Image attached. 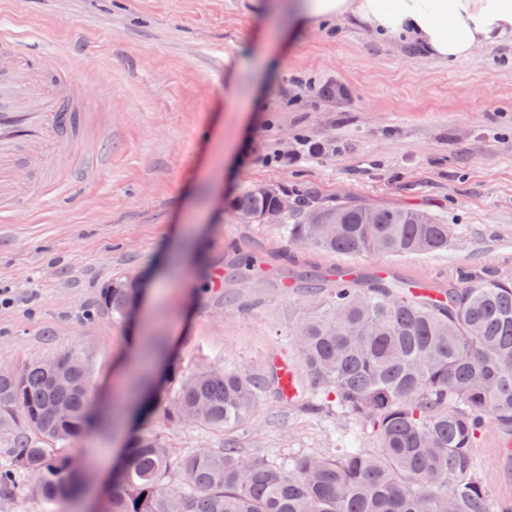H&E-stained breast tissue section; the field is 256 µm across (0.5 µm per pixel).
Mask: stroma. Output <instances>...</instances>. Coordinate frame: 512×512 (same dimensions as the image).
I'll use <instances>...</instances> for the list:
<instances>
[{
  "label": "stroma",
  "instance_id": "1",
  "mask_svg": "<svg viewBox=\"0 0 512 512\" xmlns=\"http://www.w3.org/2000/svg\"><path fill=\"white\" fill-rule=\"evenodd\" d=\"M261 4L0 0V29L68 49L112 155L94 182L64 189V203L49 198L0 223V286L14 297L0 308V365L75 350L101 405L132 380L145 340L173 351L156 367L144 416L117 437L90 420L72 440L90 491L104 479L99 456L119 437L158 431L177 453L223 447V432L164 425L181 376L207 363L262 372L277 355L296 361L288 333L314 300L280 289L279 270L225 280L219 294L201 285L230 242L259 256L290 247L276 225L238 223L231 202L249 186L424 210L454 230L447 249L356 263L428 283L462 267L512 276V41L447 64L339 20L261 57L255 46L272 37ZM328 81L345 88L342 99L320 97ZM303 139L320 154L299 153ZM118 276L147 284L131 319L80 321ZM346 423L266 397L233 437L244 454L276 463L335 452ZM511 439L492 420L474 450L495 500L512 494V460L500 451Z\"/></svg>",
  "mask_w": 512,
  "mask_h": 512
}]
</instances>
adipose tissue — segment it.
I'll return each instance as SVG.
<instances>
[{
  "label": "adipose tissue",
  "instance_id": "1",
  "mask_svg": "<svg viewBox=\"0 0 512 512\" xmlns=\"http://www.w3.org/2000/svg\"><path fill=\"white\" fill-rule=\"evenodd\" d=\"M342 19L444 63L512 39V0H290L280 11L278 39Z\"/></svg>",
  "mask_w": 512,
  "mask_h": 512
}]
</instances>
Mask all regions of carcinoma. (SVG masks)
<instances>
[{
  "mask_svg": "<svg viewBox=\"0 0 512 512\" xmlns=\"http://www.w3.org/2000/svg\"><path fill=\"white\" fill-rule=\"evenodd\" d=\"M297 208L280 225L290 240L343 255L422 254L448 247L452 227L424 211L377 208L340 200L324 204L310 189L293 191ZM276 198L251 186L233 202L253 215ZM314 216L320 224H310ZM233 246L225 274L248 277L260 267ZM318 299L289 332L305 377L302 407L325 403L371 430L376 449L346 439L334 456L291 455L274 465L246 456L232 438L224 447L176 455L149 432L112 472V495L96 512H495L473 449L493 419L512 428V276L459 270L440 302L417 298L410 284L371 272L329 280L323 269L286 273ZM117 277L101 289L83 319L125 320L137 302ZM60 380L43 359L18 372L0 370V501L24 491L20 475L48 512L78 497L81 479L61 445L88 417L91 373L76 351ZM280 394L273 373L208 365L186 374L166 413L170 423L229 432L252 420L261 398ZM182 478L169 489L172 475Z\"/></svg>",
  "mask_w": 512,
  "mask_h": 512,
  "instance_id": "1",
  "label": "carcinoma"
}]
</instances>
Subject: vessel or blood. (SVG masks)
<instances>
[{"mask_svg": "<svg viewBox=\"0 0 512 512\" xmlns=\"http://www.w3.org/2000/svg\"><path fill=\"white\" fill-rule=\"evenodd\" d=\"M87 88L59 54L28 49L0 30V216L31 210L63 188L84 184L106 164L85 153L101 119L88 112ZM285 396L299 392L286 358L275 361Z\"/></svg>", "mask_w": 512, "mask_h": 512, "instance_id": "obj_1", "label": "vessel or blood"}]
</instances>
